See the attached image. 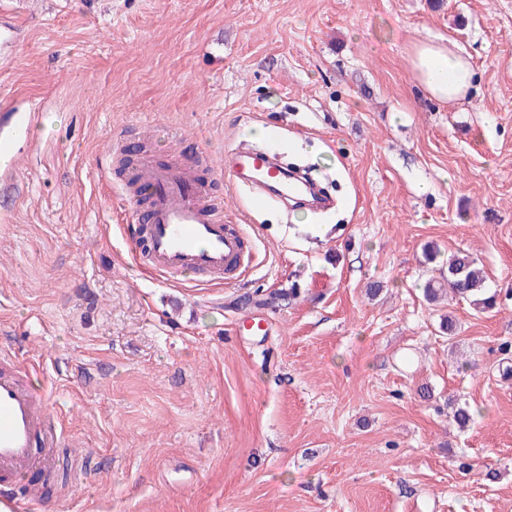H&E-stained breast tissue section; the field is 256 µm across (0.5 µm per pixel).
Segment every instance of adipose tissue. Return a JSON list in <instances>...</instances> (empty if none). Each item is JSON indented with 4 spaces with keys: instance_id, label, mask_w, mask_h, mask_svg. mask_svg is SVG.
I'll return each instance as SVG.
<instances>
[{
    "instance_id": "ef3b65f1",
    "label": "adipose tissue",
    "mask_w": 512,
    "mask_h": 512,
    "mask_svg": "<svg viewBox=\"0 0 512 512\" xmlns=\"http://www.w3.org/2000/svg\"><path fill=\"white\" fill-rule=\"evenodd\" d=\"M409 62L428 94L443 103L469 96L477 82L469 57L449 43L433 40L417 43Z\"/></svg>"
}]
</instances>
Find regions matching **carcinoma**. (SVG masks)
<instances>
[{
    "label": "carcinoma",
    "mask_w": 512,
    "mask_h": 512,
    "mask_svg": "<svg viewBox=\"0 0 512 512\" xmlns=\"http://www.w3.org/2000/svg\"><path fill=\"white\" fill-rule=\"evenodd\" d=\"M444 293L467 300L479 310L496 306V294L489 293L484 270L467 253L459 252L448 257L447 274L425 282L424 295L427 300L435 301Z\"/></svg>",
    "instance_id": "cac0c4a2"
}]
</instances>
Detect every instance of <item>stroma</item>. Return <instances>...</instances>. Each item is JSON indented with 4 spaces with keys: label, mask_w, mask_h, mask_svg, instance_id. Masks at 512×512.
<instances>
[{
    "label": "stroma",
    "mask_w": 512,
    "mask_h": 512,
    "mask_svg": "<svg viewBox=\"0 0 512 512\" xmlns=\"http://www.w3.org/2000/svg\"><path fill=\"white\" fill-rule=\"evenodd\" d=\"M27 33L0 115H36L0 207V343L59 413L36 512H512V0H0ZM442 40L480 76L433 100L409 65ZM174 127L250 235L230 284L170 282L123 239L111 144ZM330 201L214 176L241 136ZM437 256L426 261L425 247ZM495 309L431 303L449 254ZM267 323L244 336L247 317ZM452 318L454 335L442 328ZM468 405L474 423L452 413Z\"/></svg>",
    "instance_id": "obj_1"
}]
</instances>
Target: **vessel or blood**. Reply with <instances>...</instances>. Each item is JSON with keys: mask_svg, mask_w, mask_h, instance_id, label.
<instances>
[{"mask_svg": "<svg viewBox=\"0 0 512 512\" xmlns=\"http://www.w3.org/2000/svg\"><path fill=\"white\" fill-rule=\"evenodd\" d=\"M23 41L19 25L0 20V59L12 58ZM35 121L34 115L12 112L0 124V157L13 156ZM217 173L231 184L253 188L252 204L302 201L305 182L285 179L277 156L261 150L226 152ZM146 204L132 213L126 234L135 262L170 280L194 273L213 283L246 274L255 262L256 248L240 225L224 221V207L214 201L198 180L194 161L181 166L143 162L127 172ZM22 368L11 349L0 348V512H27L33 493L20 494L14 481L23 474L46 470L49 451L68 433L45 398L22 381Z\"/></svg>", "mask_w": 512, "mask_h": 512, "instance_id": "1", "label": "vessel or blood"}]
</instances>
